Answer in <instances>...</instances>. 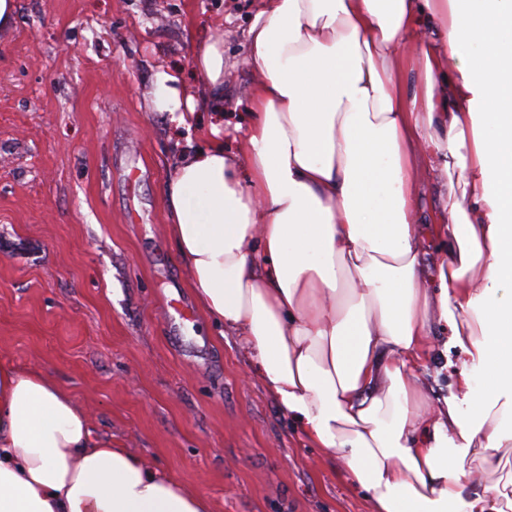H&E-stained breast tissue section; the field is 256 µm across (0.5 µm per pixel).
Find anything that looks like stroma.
I'll return each instance as SVG.
<instances>
[{
    "mask_svg": "<svg viewBox=\"0 0 512 512\" xmlns=\"http://www.w3.org/2000/svg\"><path fill=\"white\" fill-rule=\"evenodd\" d=\"M254 0H16L0 30V362L46 373L96 430L208 497L213 512H371L218 340L167 233L158 65L196 85L194 41L224 32V145L237 150ZM421 374L452 396L464 354Z\"/></svg>",
    "mask_w": 512,
    "mask_h": 512,
    "instance_id": "stroma-1",
    "label": "stroma"
}]
</instances>
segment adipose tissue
<instances>
[{
  "mask_svg": "<svg viewBox=\"0 0 512 512\" xmlns=\"http://www.w3.org/2000/svg\"><path fill=\"white\" fill-rule=\"evenodd\" d=\"M191 62L199 92L163 67L145 100L199 133L176 138L163 197L200 307L373 512H512V0H257L240 157L223 112H196L224 99L223 36ZM428 172L449 202L421 225ZM436 330L470 360L471 413L419 387ZM468 461L494 481L473 488ZM0 512L212 506L0 364Z\"/></svg>",
  "mask_w": 512,
  "mask_h": 512,
  "instance_id": "adipose-tissue-1",
  "label": "adipose tissue"
}]
</instances>
